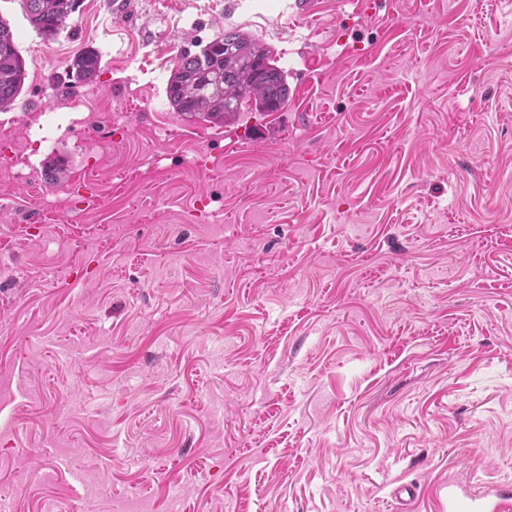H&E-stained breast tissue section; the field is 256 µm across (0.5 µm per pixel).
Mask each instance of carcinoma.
<instances>
[{"mask_svg":"<svg viewBox=\"0 0 512 512\" xmlns=\"http://www.w3.org/2000/svg\"><path fill=\"white\" fill-rule=\"evenodd\" d=\"M29 24L50 39L64 29L80 0H21ZM72 68L85 80L99 68L95 52L77 55ZM26 79L16 37L0 19V111L15 104ZM167 100L183 116L214 124L233 120L243 100L260 112H276L288 101L285 71L268 45L238 30L217 34L199 53L184 54L167 82Z\"/></svg>","mask_w":512,"mask_h":512,"instance_id":"1","label":"carcinoma"}]
</instances>
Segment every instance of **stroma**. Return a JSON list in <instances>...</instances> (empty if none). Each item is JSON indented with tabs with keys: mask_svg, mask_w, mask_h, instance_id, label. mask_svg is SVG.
<instances>
[{
	"mask_svg": "<svg viewBox=\"0 0 512 512\" xmlns=\"http://www.w3.org/2000/svg\"><path fill=\"white\" fill-rule=\"evenodd\" d=\"M82 0L0 111L14 512H445L512 485V0ZM288 102L174 112L182 52ZM100 56L77 80L74 56ZM265 43L238 30H224L199 52L184 54L167 82L175 112L214 124L233 120L244 99L259 112H275L288 101L285 71Z\"/></svg>",
	"mask_w": 512,
	"mask_h": 512,
	"instance_id": "stroma-1",
	"label": "stroma"
}]
</instances>
